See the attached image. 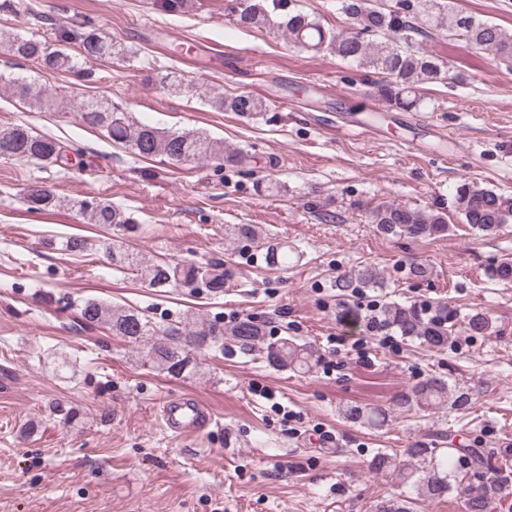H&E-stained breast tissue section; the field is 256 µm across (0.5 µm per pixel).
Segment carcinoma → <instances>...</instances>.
Listing matches in <instances>:
<instances>
[{"mask_svg": "<svg viewBox=\"0 0 512 512\" xmlns=\"http://www.w3.org/2000/svg\"><path fill=\"white\" fill-rule=\"evenodd\" d=\"M286 7L284 0H246L236 24L245 29L277 28L288 36V43L305 51L327 53L343 60L363 65L380 76L374 82V94L386 105L399 111L421 108L424 100L421 85L448 78V65L439 55L417 46V38L451 33L494 57H512V34L498 25L481 20L450 5L448 0H341V10L351 31L334 32L302 11H292L275 21L272 15ZM63 42L77 44L86 61H101L112 57L115 44L95 28L84 26L64 35ZM9 51L17 57L32 60L51 71L74 67L73 57L65 49L47 40L15 35L8 40ZM0 83L9 86L13 94L25 103L39 108L53 106L42 88L0 72ZM211 105L221 111L253 117L267 111L265 103L240 92L211 99ZM83 122L99 128L116 143L129 147L142 158L162 156L182 157L185 162L210 159L220 163L239 164L244 153L224 147V144L196 132H160L147 124L129 120L126 113L115 110L98 100H88L79 106ZM63 147L53 137L35 132L25 125L0 126V159L24 160L33 163L62 161ZM25 200L32 211L50 206L68 205L87 216L94 224H127L129 219L106 201L62 200L54 190L35 186ZM455 208L463 223L476 234L486 236L512 222V201L493 189L473 183L461 184L455 194ZM369 222L384 234L410 239L445 235L448 218L438 210H420L410 206L382 203L369 211ZM90 248L81 237H67L57 242V250L77 256ZM112 264L136 272L138 279L152 287L163 288L171 283L190 288H205L214 295L224 293V274L215 267L197 263L168 264L146 261L122 248H112ZM266 262L271 268L288 263V245L267 246ZM340 291L358 288L362 291L381 287L371 269L355 271L335 281ZM83 320L102 326L114 336L123 337L140 348L143 364L159 374L179 376L195 369L193 352L224 349V337H231L245 349L263 348L267 362L278 368L310 372L318 363L311 345L288 337L273 339L266 335L256 320L244 318L229 328L200 316L192 325H168L159 329L137 311L97 299H88L80 308ZM380 318L402 336L417 339L432 349L448 345L450 325L456 313L440 303L429 314L421 307L391 302L383 305ZM470 393L452 387L443 378L434 377L399 395L397 409L427 410L449 405L457 410L470 404ZM346 418L369 427L384 426L389 412L377 406H350L344 409ZM496 453L479 448H408L403 455L379 452L370 461L372 471L391 472L400 482L416 493L418 500H441L453 489L460 470H466L467 484L460 488L465 512H492L494 478L503 481L512 477L493 464ZM376 512H413L410 499H389L376 505Z\"/></svg>", "mask_w": 512, "mask_h": 512, "instance_id": "carcinoma-1", "label": "carcinoma"}]
</instances>
